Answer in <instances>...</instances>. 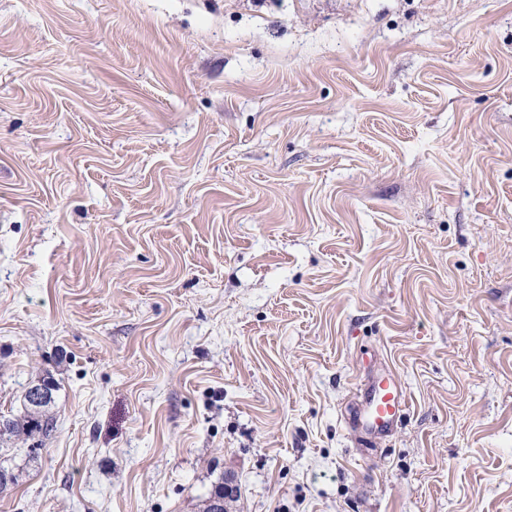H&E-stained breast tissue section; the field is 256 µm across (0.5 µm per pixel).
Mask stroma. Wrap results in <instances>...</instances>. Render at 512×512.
<instances>
[{
	"instance_id": "35a3bbf8",
	"label": "stroma",
	"mask_w": 512,
	"mask_h": 512,
	"mask_svg": "<svg viewBox=\"0 0 512 512\" xmlns=\"http://www.w3.org/2000/svg\"><path fill=\"white\" fill-rule=\"evenodd\" d=\"M45 379L0 512H512V0H0V414ZM365 423L370 434L392 431L406 408V396L393 373L376 380L365 398ZM40 386H33L27 391L23 398L22 412L18 416L4 419L0 422V436L8 434L15 437H24L25 440L34 439L38 437L46 438L53 430V419L46 416L45 412L54 403L52 398L43 403L40 407H32V404H39L44 402L49 396L50 391L54 390V386L50 381H44ZM44 385V386H43ZM49 388H47V387ZM29 400V401H28Z\"/></svg>"
}]
</instances>
